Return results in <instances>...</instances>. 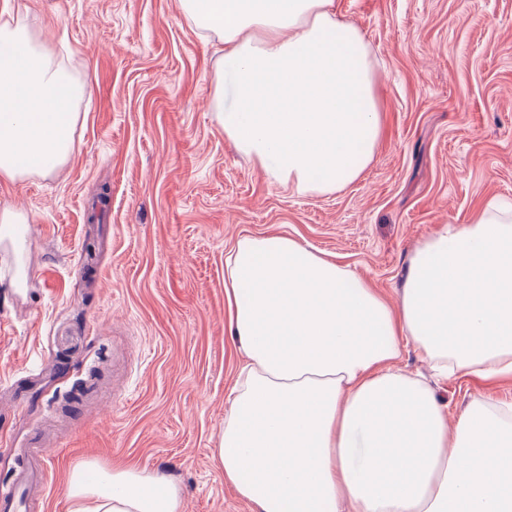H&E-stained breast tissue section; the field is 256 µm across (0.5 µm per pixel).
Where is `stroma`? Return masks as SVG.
Returning <instances> with one entry per match:
<instances>
[{
	"instance_id": "35a3bbf8",
	"label": "stroma",
	"mask_w": 512,
	"mask_h": 512,
	"mask_svg": "<svg viewBox=\"0 0 512 512\" xmlns=\"http://www.w3.org/2000/svg\"><path fill=\"white\" fill-rule=\"evenodd\" d=\"M10 4L92 92L55 175L0 180L31 270L16 287L0 259V484L44 475L33 512H65L76 463L134 464L173 479L183 512H251L212 460L239 366L228 250L285 234L397 303L421 242L512 201V0H336L376 63L383 133L332 195L288 193L225 138L224 45L180 0ZM431 385L452 425L472 400L512 403V380Z\"/></svg>"
}]
</instances>
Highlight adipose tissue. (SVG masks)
Masks as SVG:
<instances>
[{
  "label": "adipose tissue",
  "instance_id": "adipose-tissue-1",
  "mask_svg": "<svg viewBox=\"0 0 512 512\" xmlns=\"http://www.w3.org/2000/svg\"><path fill=\"white\" fill-rule=\"evenodd\" d=\"M224 55L212 106L224 136L274 183L333 194L382 134L362 33L336 0H181ZM88 81L0 9V179L54 174L74 150ZM228 332L244 364L214 450L252 512H512V405L470 402L456 426L396 368L413 344L440 376L512 379V205L490 200L410 260L397 306L285 235L224 259ZM66 512H182L176 483L76 465Z\"/></svg>",
  "mask_w": 512,
  "mask_h": 512
}]
</instances>
